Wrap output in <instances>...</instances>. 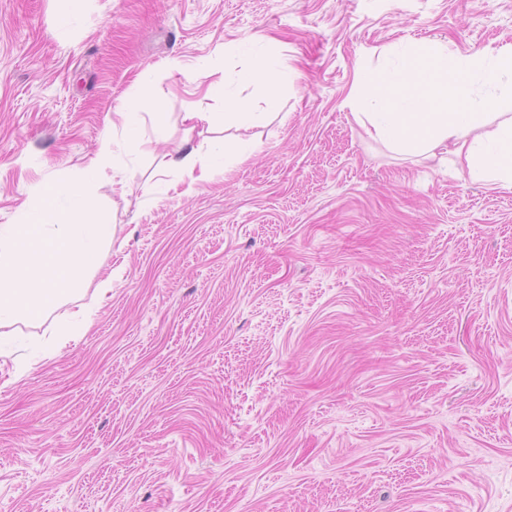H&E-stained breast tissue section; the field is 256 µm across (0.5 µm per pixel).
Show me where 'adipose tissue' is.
I'll return each instance as SVG.
<instances>
[{
    "label": "adipose tissue",
    "instance_id": "1",
    "mask_svg": "<svg viewBox=\"0 0 512 512\" xmlns=\"http://www.w3.org/2000/svg\"><path fill=\"white\" fill-rule=\"evenodd\" d=\"M474 77L488 88V99L472 98ZM358 83L349 104L370 137L395 152L427 157L451 146L471 181L512 187V44L463 57L435 41L416 42L398 65L364 69ZM225 149L221 142L186 145L166 165L191 189L211 179Z\"/></svg>",
    "mask_w": 512,
    "mask_h": 512
}]
</instances>
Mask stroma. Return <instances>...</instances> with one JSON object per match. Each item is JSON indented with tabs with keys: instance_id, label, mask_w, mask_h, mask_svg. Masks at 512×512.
<instances>
[{
	"instance_id": "35a3bbf8",
	"label": "stroma",
	"mask_w": 512,
	"mask_h": 512,
	"mask_svg": "<svg viewBox=\"0 0 512 512\" xmlns=\"http://www.w3.org/2000/svg\"><path fill=\"white\" fill-rule=\"evenodd\" d=\"M421 40L512 43V0H0V225L107 141L113 226L76 339L0 347V512H512V189L347 105ZM199 69L261 120H187L224 109ZM145 89L166 142L119 122ZM222 138L250 159L186 191L166 152ZM243 82H261L272 89V93L269 95L267 101V107L269 110H275L278 107V100L275 93V89L281 82L282 75L274 65L265 59H258L254 66L242 74L241 77Z\"/></svg>"
}]
</instances>
